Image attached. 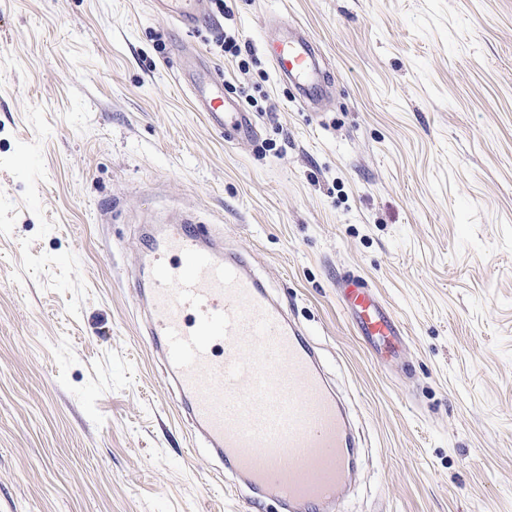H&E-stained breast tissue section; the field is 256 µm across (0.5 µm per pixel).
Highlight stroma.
<instances>
[{
  "label": "stroma",
  "mask_w": 512,
  "mask_h": 512,
  "mask_svg": "<svg viewBox=\"0 0 512 512\" xmlns=\"http://www.w3.org/2000/svg\"><path fill=\"white\" fill-rule=\"evenodd\" d=\"M228 5L186 34L150 0H0V512H247L146 331L154 242L188 214L348 404L344 512H512V0ZM293 31L314 105L267 52ZM204 69L253 138L196 110ZM353 275L398 356L357 336ZM247 112H224V134L233 139H248L254 125ZM342 293L359 336L383 356H395L403 332L391 312L378 301L369 288L347 283L343 286Z\"/></svg>",
  "instance_id": "stroma-1"
}]
</instances>
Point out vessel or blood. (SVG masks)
Returning a JSON list of instances; mask_svg holds the SVG:
<instances>
[{
    "label": "vessel or blood",
    "instance_id": "vessel-or-blood-1",
    "mask_svg": "<svg viewBox=\"0 0 512 512\" xmlns=\"http://www.w3.org/2000/svg\"><path fill=\"white\" fill-rule=\"evenodd\" d=\"M184 30L199 20L197 0H156ZM281 75L311 77L313 45L301 34L277 45ZM203 105L223 109L221 83L195 84ZM224 132L247 139L244 112H225ZM148 334L165 361L174 393L189 401L194 433L231 464L232 473L287 512L338 506L355 442L334 388L303 330L288 322L248 259L222 254L193 219L156 241ZM343 301L359 336L395 356L402 330L373 292L353 284Z\"/></svg>",
    "mask_w": 512,
    "mask_h": 512
}]
</instances>
